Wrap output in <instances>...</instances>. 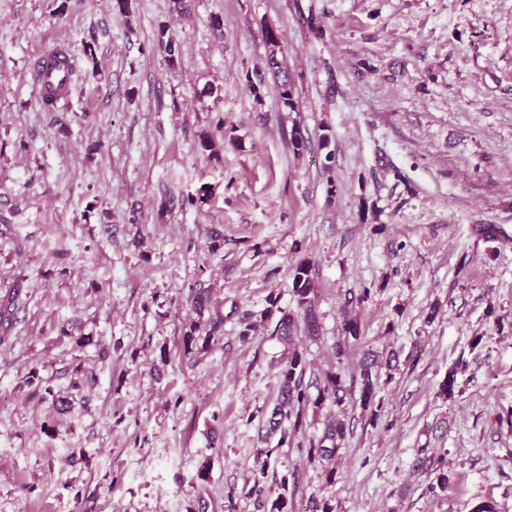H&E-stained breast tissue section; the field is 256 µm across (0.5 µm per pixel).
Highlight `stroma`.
I'll return each instance as SVG.
<instances>
[{"mask_svg":"<svg viewBox=\"0 0 512 512\" xmlns=\"http://www.w3.org/2000/svg\"><path fill=\"white\" fill-rule=\"evenodd\" d=\"M55 46L76 71L48 112L31 67ZM301 256L313 368L368 294L342 366L378 357L375 412L346 411L336 485L291 447L268 485L299 474L293 512H512V0H0V512H258L283 347L239 322L293 307ZM193 288L227 314L196 361Z\"/></svg>","mask_w":512,"mask_h":512,"instance_id":"stroma-1","label":"stroma"}]
</instances>
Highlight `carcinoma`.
Masks as SVG:
<instances>
[{
    "mask_svg": "<svg viewBox=\"0 0 512 512\" xmlns=\"http://www.w3.org/2000/svg\"><path fill=\"white\" fill-rule=\"evenodd\" d=\"M268 46V63L277 67L276 55L280 47L277 32L270 28L265 33ZM291 292L295 309L279 306V298L272 296L267 307L242 321L239 331L240 340L246 342L252 338L257 324L273 326L271 336L285 348V358L278 366L279 396L270 412L269 434L279 435L277 446H291L296 436L305 430L308 416L321 414L324 407L333 403L337 406L351 402L352 406L364 412L375 404V382L371 365L364 364L359 373L345 376L342 370L330 369L319 374H311V363L297 343L298 334L317 339L321 325L317 311L316 280L310 260L299 261L292 269ZM191 317L185 323L182 333L183 354L188 357L206 355L214 350L221 341L224 331V313L217 302L213 301L208 289H195L190 294ZM360 338V325L357 320L346 318L341 326V336L333 347L336 359L345 355L349 346L357 344ZM349 432V424L343 419H330L325 424L323 435L309 441L303 449L308 463L331 460L336 457L338 442ZM272 451L260 453L252 474V486L247 496L256 497L259 506L267 507L269 512H292V500L298 487V473L281 477L277 489L266 486L268 468ZM434 474L431 488L446 490L448 472L441 461H432L426 466Z\"/></svg>",
    "mask_w": 512,
    "mask_h": 512,
    "instance_id": "cac0c4a2",
    "label": "carcinoma"
}]
</instances>
